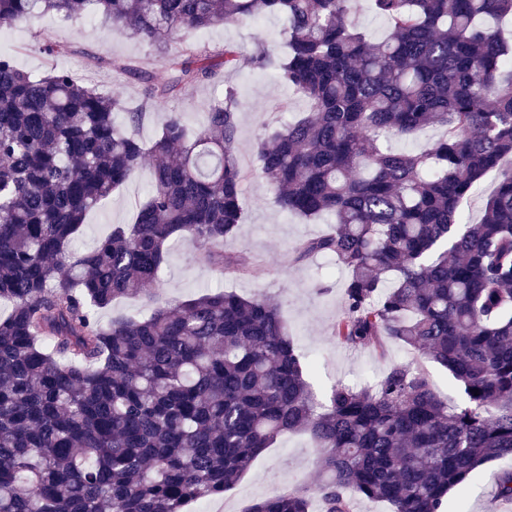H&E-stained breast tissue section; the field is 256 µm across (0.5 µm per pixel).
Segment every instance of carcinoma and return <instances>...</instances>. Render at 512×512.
I'll use <instances>...</instances> for the list:
<instances>
[{
	"mask_svg": "<svg viewBox=\"0 0 512 512\" xmlns=\"http://www.w3.org/2000/svg\"><path fill=\"white\" fill-rule=\"evenodd\" d=\"M371 3L389 23L379 39L358 30L356 0H0V26L41 13L121 25L156 43L170 75L159 87L139 72L129 110L64 68L32 75L0 53V512H186L299 431L321 482L244 512H312L315 499L353 512L355 495L447 512L474 471L512 461V43L491 25L512 18V0ZM266 14L286 20L278 77L310 110L257 142L258 174L283 210L336 217L295 259L331 255L346 271L337 342L417 353L323 401L274 298L156 296L183 237L219 276L251 273L224 253L243 216L235 89L198 129L172 115L151 143L136 137L156 99L216 76L211 57L168 44ZM244 64L271 59L224 45V68ZM430 125L444 135L425 151L378 145ZM147 162L134 222L73 251L86 214ZM490 171L495 190L467 224L461 203ZM126 297L150 313L102 324ZM425 359L448 369L461 404L439 398ZM497 497L512 502V466Z\"/></svg>",
	"mask_w": 512,
	"mask_h": 512,
	"instance_id": "cac0c4a2",
	"label": "carcinoma"
}]
</instances>
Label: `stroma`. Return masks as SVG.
Returning <instances> with one entry per match:
<instances>
[{"label":"stroma","mask_w":512,"mask_h":512,"mask_svg":"<svg viewBox=\"0 0 512 512\" xmlns=\"http://www.w3.org/2000/svg\"><path fill=\"white\" fill-rule=\"evenodd\" d=\"M286 23L278 15L244 19L185 33L170 42V50L186 47L206 51L213 62H221L225 44H233L243 55L264 47L273 57L286 51ZM66 46L65 56L50 59L44 44ZM11 53L23 70L41 74L50 64L69 69L74 77L99 90L119 94L128 106L142 99L138 71L148 72L155 84H165L169 74L151 43L131 37L126 31L87 16L63 21L51 15L26 17L10 27V38L0 47ZM126 65L130 73L117 75L113 63ZM234 87L241 102L236 150L246 174L243 183V222L224 250L244 253L253 272L248 276L219 278L195 259L196 245L188 239L176 242L164 271L160 294L166 299L186 300L207 291L223 289L244 297L266 294L282 305L288 329L315 369L311 381L319 396H326L339 383L360 388L373 384L393 362H406L410 351L399 343L387 345L386 354L369 348L349 349L331 335V326L342 311L341 288L346 273L335 259L296 262L293 247L304 238L329 232L331 220L307 221L280 209L276 194L258 175L255 146L259 138L293 117L308 112V100L281 82L275 69L242 67L218 72L215 78L186 91L157 100L147 112L138 136L154 140L170 115L177 114L192 128L202 126L214 103L223 99L226 87ZM149 167L140 168L132 180L90 211L76 249L83 250L110 234L113 225L132 223L136 207L149 189ZM505 464L488 463L448 494V512H512V504L500 502L495 488ZM320 478L318 454L307 436L281 437L264 450L238 485L224 495L191 504L187 512H243L251 501L273 492L314 485Z\"/></svg>","instance_id":"obj_1"}]
</instances>
